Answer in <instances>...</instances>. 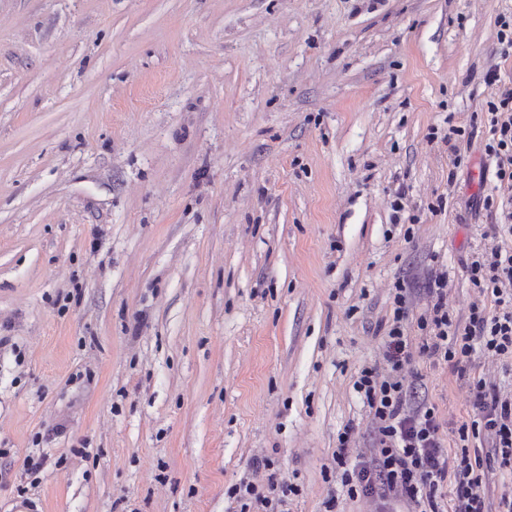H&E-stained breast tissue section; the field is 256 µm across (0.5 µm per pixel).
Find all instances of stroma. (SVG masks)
<instances>
[{
  "instance_id": "1",
  "label": "stroma",
  "mask_w": 512,
  "mask_h": 512,
  "mask_svg": "<svg viewBox=\"0 0 512 512\" xmlns=\"http://www.w3.org/2000/svg\"><path fill=\"white\" fill-rule=\"evenodd\" d=\"M511 14L0 0V512H227L262 454L289 512H371L330 474L343 428L371 446L353 378L394 282L417 314L437 263L457 314L475 297L497 180L473 119ZM409 380L451 441L455 375L417 354Z\"/></svg>"
}]
</instances>
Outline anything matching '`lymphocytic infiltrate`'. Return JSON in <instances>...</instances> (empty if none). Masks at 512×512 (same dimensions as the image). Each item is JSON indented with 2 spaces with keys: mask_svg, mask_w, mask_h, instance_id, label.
<instances>
[{
  "mask_svg": "<svg viewBox=\"0 0 512 512\" xmlns=\"http://www.w3.org/2000/svg\"><path fill=\"white\" fill-rule=\"evenodd\" d=\"M494 94L480 116L491 137L484 150L495 162L497 196L485 206L497 217L492 234L512 233V80L489 71ZM466 273L477 296L467 314L448 305V275L431 272L433 303L412 315L409 291L395 284L392 316L374 363L357 374L353 389L367 407L373 428L369 453L355 448L350 431L337 437L334 469L344 495L366 499L375 512H489L486 500L496 468H512V393L501 390L487 374L472 375L474 355L512 365V249L501 246L473 253ZM420 347H413V335ZM448 364L461 380L472 414L453 430L454 448H446L438 410L417 398L407 379L413 355ZM265 485L243 480L228 491L238 512H280L297 486L278 481L269 456L252 460Z\"/></svg>",
  "mask_w": 512,
  "mask_h": 512,
  "instance_id": "obj_1",
  "label": "lymphocytic infiltrate"
}]
</instances>
